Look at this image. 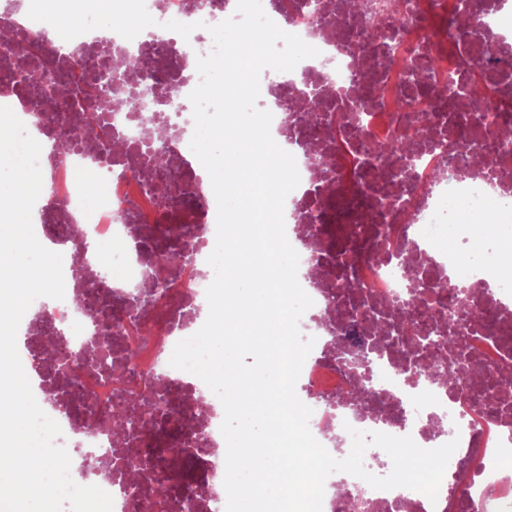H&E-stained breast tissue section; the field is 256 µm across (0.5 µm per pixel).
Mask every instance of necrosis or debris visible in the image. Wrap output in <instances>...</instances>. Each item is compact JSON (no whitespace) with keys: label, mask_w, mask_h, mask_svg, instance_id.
Returning a JSON list of instances; mask_svg holds the SVG:
<instances>
[{"label":"necrosis or debris","mask_w":512,"mask_h":512,"mask_svg":"<svg viewBox=\"0 0 512 512\" xmlns=\"http://www.w3.org/2000/svg\"><path fill=\"white\" fill-rule=\"evenodd\" d=\"M156 24L128 40L88 32L67 41L52 37L44 23L15 12L0 0V50L24 56L27 67L66 68L81 72L112 69V99L104 103L107 130L90 136L82 110L60 85L31 89L24 69L0 83V101L35 136L57 139L68 129L66 152L40 156L48 171L37 202L38 227L63 245L64 299L54 301L47 318L66 330L65 349L35 343L27 359L42 384L70 408L60 419L58 445L72 461L91 458L95 471L86 484L113 497V512H124L127 498L114 484L112 469H131L137 488L149 490L171 469L187 466L193 474L189 499L179 512H225L224 462L216 450L224 442V409L217 397L200 402L205 383L183 377L169 360L178 341L205 323L202 311L210 285L211 240L216 233L217 203L194 153L185 149L194 132L188 99L197 86L198 57L209 54V26L233 17L237 0H145ZM285 22L290 33L319 49L293 71L264 70L262 105L272 115L271 131L296 159L299 186L284 211L286 235L299 254L298 281L313 299L299 327L316 343L301 370V389L312 410L308 425L319 443H332L335 458H345L350 438L335 431L349 424L368 432L411 436L425 449L457 441L436 499L404 487L379 490L344 472L329 476L322 512H512V480L501 477L512 458V278L500 275L499 232L512 224V167H504L494 149L482 150L480 168L462 134L483 123L485 109L469 103L472 78L495 89L498 106L490 131L512 128V56L500 43L512 37V0H484L480 19H472L466 0H372L368 10L336 15L337 0H317L307 13L294 0ZM194 24L190 37L164 29V22ZM380 28L382 48L363 67L360 34ZM490 45L477 58L478 45ZM427 74L429 94L411 98L416 72ZM376 88L366 98L361 87ZM323 125L321 136L309 131V112ZM344 113L356 125L340 136L334 119ZM427 113L419 127L418 113ZM409 138L416 158L405 168L378 161L366 143L384 146ZM454 143L442 158L439 148ZM163 158L177 177L178 191L162 197L156 175L142 165V153ZM185 231L189 262L168 269L169 284L150 314L132 313L118 296L144 287L165 252L157 230L158 215ZM476 212L487 217L485 231L474 237L467 225ZM349 223V239L333 245V223ZM124 242L122 252L103 264L89 255L88 239ZM457 260L447 264L448 246ZM447 287H438V280ZM466 289L477 319L449 320L457 289ZM441 336L439 344L409 346L399 332L378 344H365L358 364L340 355L334 344L337 321L357 318L362 328L379 322L398 324L401 313ZM119 339L133 361L122 377L105 368L88 369L81 356L91 337ZM454 365V382L432 374L430 364ZM163 376L162 393L187 427L171 434L155 423L134 437L139 456L117 451L104 422L126 414L127 393ZM366 389L352 396L354 385Z\"/></svg>","instance_id":"4bbe7bcc"}]
</instances>
